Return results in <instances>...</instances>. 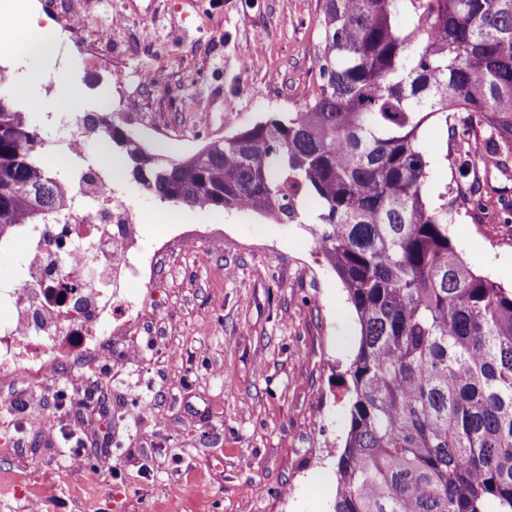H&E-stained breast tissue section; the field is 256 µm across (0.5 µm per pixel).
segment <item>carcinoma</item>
I'll return each mask as SVG.
<instances>
[{
	"label": "carcinoma",
	"instance_id": "carcinoma-1",
	"mask_svg": "<svg viewBox=\"0 0 512 512\" xmlns=\"http://www.w3.org/2000/svg\"><path fill=\"white\" fill-rule=\"evenodd\" d=\"M320 26L301 109L183 156L147 151L105 107L75 120L161 204L291 224L315 203L309 230L360 327L333 512H512V291L458 255L417 143L430 119L483 135L462 178L512 155V0H321ZM45 145L0 94L1 239L70 202L80 160L50 169Z\"/></svg>",
	"mask_w": 512,
	"mask_h": 512
}]
</instances>
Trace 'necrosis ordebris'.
<instances>
[{"label":"necrosis or debris","instance_id":"necrosis-or-debris-1","mask_svg":"<svg viewBox=\"0 0 512 512\" xmlns=\"http://www.w3.org/2000/svg\"><path fill=\"white\" fill-rule=\"evenodd\" d=\"M72 185L70 214L29 227L22 286L0 280V305L10 312L0 321L2 385L100 349L139 315L129 288L150 279L156 258L139 244L134 208L93 160Z\"/></svg>","mask_w":512,"mask_h":512}]
</instances>
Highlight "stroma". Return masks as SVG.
<instances>
[{
  "label": "stroma",
  "mask_w": 512,
  "mask_h": 512,
  "mask_svg": "<svg viewBox=\"0 0 512 512\" xmlns=\"http://www.w3.org/2000/svg\"><path fill=\"white\" fill-rule=\"evenodd\" d=\"M32 3L54 37L71 14L92 19L52 73L27 62L43 81L24 110L49 156L67 123L43 121L42 101L64 82L86 101L111 99L121 126L172 156L262 113L296 111L317 87L320 0ZM106 27L107 47L97 41ZM202 98L212 101L205 128ZM445 140L434 120L419 132L428 191L452 200L448 233L463 260L510 290L512 224L501 222L500 201H512V177H492L471 209L456 193L461 155L445 152ZM121 188L140 216L142 248L157 254L154 277L131 290L142 301L137 321L113 337L111 355H86L80 379L63 362L44 380L0 387V512H168L174 503L182 512H332L359 325L307 229L312 213L275 224L160 205L128 174ZM173 223L217 224L224 240L188 252L167 244ZM43 405L54 422L31 423Z\"/></svg>",
  "instance_id": "stroma-1"
}]
</instances>
